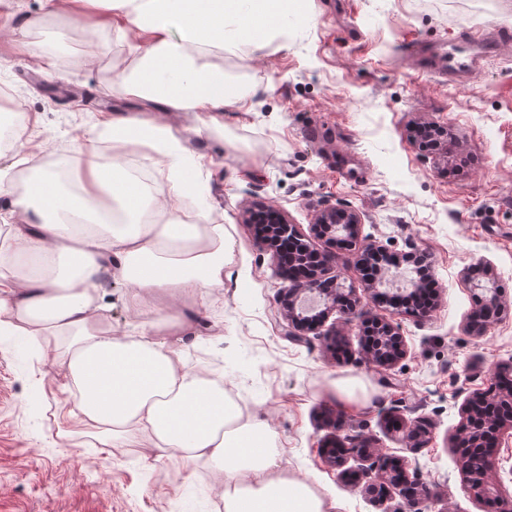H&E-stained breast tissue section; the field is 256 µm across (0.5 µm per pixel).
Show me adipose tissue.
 Returning <instances> with one entry per match:
<instances>
[{
  "mask_svg": "<svg viewBox=\"0 0 512 512\" xmlns=\"http://www.w3.org/2000/svg\"><path fill=\"white\" fill-rule=\"evenodd\" d=\"M118 38L146 45L115 81L163 110L195 113L206 131L243 95L224 82L206 47L232 52L277 37L288 22L309 24L297 0H89ZM109 144L111 158L100 146ZM63 171L22 153L29 181L9 189L14 215L0 217V332L30 337L40 351L62 350V392L103 444L138 439L154 460L203 462L224 474V512H329L306 483L277 475L278 451L267 425L244 423L223 386L207 371L186 369L168 337L164 305L173 294L221 287L224 227L196 214L162 209L181 197L187 177L212 164L153 113L112 116L75 146ZM136 156L151 171L145 184L124 167ZM127 285L142 315L134 336H114L98 278Z\"/></svg>",
  "mask_w": 512,
  "mask_h": 512,
  "instance_id": "obj_1",
  "label": "adipose tissue"
}]
</instances>
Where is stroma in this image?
Segmentation results:
<instances>
[{"mask_svg":"<svg viewBox=\"0 0 512 512\" xmlns=\"http://www.w3.org/2000/svg\"><path fill=\"white\" fill-rule=\"evenodd\" d=\"M311 21L251 47L248 59L212 51L246 90L247 110L218 113L202 135L194 113L163 119L187 130L207 154L214 223L230 261L224 285L195 306V335L178 348L188 368L218 371L237 392L243 422L266 423L279 465L333 512H395L400 497L375 501L326 463L328 436L357 435L385 455L416 460L432 491L421 512H491L466 489L451 438L466 399L512 367V42L469 79L427 71L413 45L446 48L467 28L512 31V0H303ZM42 16L26 37L15 30ZM96 11H53L45 0H0V90L25 100L28 145L71 149L106 114L135 116L151 103L115 86L112 64L138 58ZM41 49L43 62L29 58ZM445 130L422 147L416 126ZM354 210L356 243L315 234L316 212ZM273 206L323 260L324 279L355 289L349 317L330 313L296 334L250 211ZM426 254L436 298L426 312L380 301L367 283L364 250ZM503 295L504 312L482 333L468 321L480 298ZM398 325L405 353L392 366L367 362L363 324ZM59 358H39L21 337L0 333V512H224L220 479L204 463L137 459L84 434L54 380ZM426 419L425 447L387 414Z\"/></svg>","mask_w":512,"mask_h":512,"instance_id":"35a3bbf8","label":"stroma"}]
</instances>
